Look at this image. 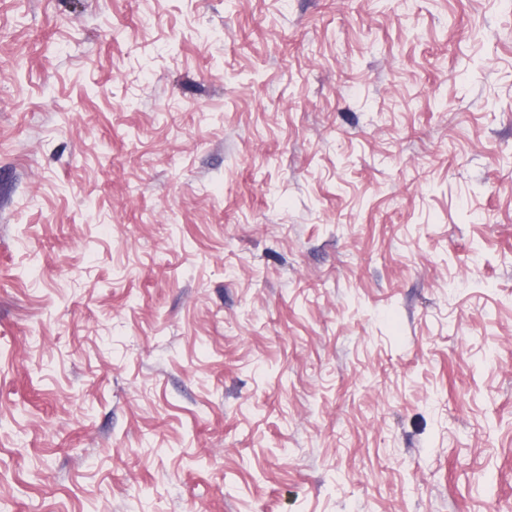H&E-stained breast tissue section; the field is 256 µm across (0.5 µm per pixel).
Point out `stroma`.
Masks as SVG:
<instances>
[{
  "label": "stroma",
  "instance_id": "stroma-1",
  "mask_svg": "<svg viewBox=\"0 0 512 512\" xmlns=\"http://www.w3.org/2000/svg\"><path fill=\"white\" fill-rule=\"evenodd\" d=\"M0 502L512 512V0H0Z\"/></svg>",
  "mask_w": 512,
  "mask_h": 512
}]
</instances>
